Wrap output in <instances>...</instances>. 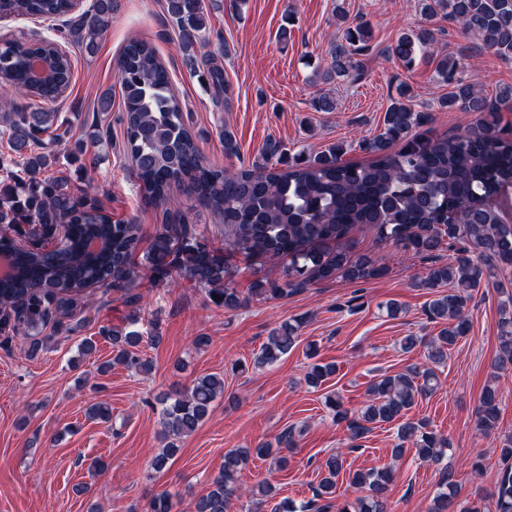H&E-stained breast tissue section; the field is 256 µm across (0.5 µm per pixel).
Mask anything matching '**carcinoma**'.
Instances as JSON below:
<instances>
[{"label": "carcinoma", "instance_id": "cac0c4a2", "mask_svg": "<svg viewBox=\"0 0 512 512\" xmlns=\"http://www.w3.org/2000/svg\"><path fill=\"white\" fill-rule=\"evenodd\" d=\"M421 12L460 24L482 48L512 58V0H420ZM73 10L72 0H0V15L22 19H58ZM166 11L176 26L182 48L193 51L208 41L205 0H166ZM112 0H95L93 9L68 24L67 35L86 52L96 50L108 27ZM372 31L361 22L344 30L329 48L330 63L315 77L325 84L362 79L355 56L370 49ZM434 34L426 29L401 33L389 54L406 65L431 53ZM0 69L17 86L0 93V126L7 134L10 166L0 181V252L12 255L14 274L0 280V334L20 333L31 338L28 355L45 348L53 333H71L93 320L92 308L81 302L88 288L118 293L127 301L139 278L135 253L142 241L141 225L114 223L101 207L88 204L90 195L72 189L61 178L43 173L56 162L46 151L41 135L53 126L55 113L15 111L14 93L49 102L69 87L73 64L60 41L47 36L35 49L16 38L0 41ZM442 79L452 86L441 99V111L475 113L479 118L452 136L416 133L428 116L407 104L410 89L399 86L398 98L384 115L383 130L367 147L374 157L366 163L346 162L345 148L331 146L316 154L293 155L278 141L263 149V163L237 171L208 164L195 137L187 129L183 107L172 92L166 67L154 47L133 40L124 49L116 73L120 85L125 127V152L139 181L142 201L158 207L168 201L173 187L187 186L198 205L218 215L224 237L232 250L258 262L280 261L283 276L257 277L243 296L230 286L232 268L226 257L190 243V226L182 215L165 224L154 236L147 261L159 280L177 266L196 287L205 290L212 304L235 310L256 299L286 298L305 288L342 278L366 283L385 275L386 269L365 257H355L341 241L356 225L373 227L382 242L391 243L413 258L429 263L418 288L439 289L426 306V316L440 325L438 335L405 336L402 350L424 349L423 361L394 374H383L366 390L363 404L353 410L333 391L325 396L332 422L360 441L375 429L393 424L396 443L391 454L401 459L407 451L423 463H441L452 450L448 436L430 428L424 419L407 418L419 400L439 387V367L448 352L466 336L465 309L472 290L483 284L501 286L505 299L499 307L498 353L493 372L484 385L476 412L482 433L498 429L499 382L512 373V293L498 275L512 273V223L496 205L500 192L512 188V138L501 135L495 104L475 83L457 77V61L443 57L437 65ZM400 149H394L396 143ZM68 224L62 243L49 242L54 226ZM24 235L41 243L40 249H21L16 237ZM451 251L454 261H441ZM219 300H213V296ZM137 315L125 327L103 326L100 335L115 352L113 362L129 371L143 372L150 362L143 358V343L157 344L155 330L134 328ZM304 318H294L273 328L255 355L253 365L268 366L292 352L299 343ZM336 364L308 365L305 384L320 388L336 373ZM224 396V375L211 373L192 381L161 409L165 447L152 460V469L163 471L176 455L174 440L194 433ZM87 416L101 423L112 421V410L92 402ZM297 447L296 429L288 427L275 443L230 449L209 491L194 504V512H231L241 497L240 472L250 457H276L280 449ZM502 463L485 512H512V435L499 448ZM341 454L329 455L321 465L322 477L313 498L299 504L286 499L274 512H330L336 486L343 479L355 497L336 512H391L392 467L347 471ZM256 507L276 496L267 480L250 490ZM430 512H478L467 502L456 501L455 482L448 468L441 470Z\"/></svg>", "mask_w": 512, "mask_h": 512}]
</instances>
